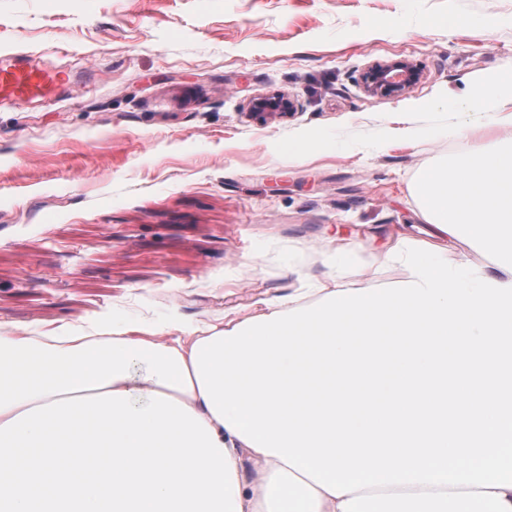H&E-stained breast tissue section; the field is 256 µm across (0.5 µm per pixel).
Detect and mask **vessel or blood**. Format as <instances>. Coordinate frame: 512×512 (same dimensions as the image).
Masks as SVG:
<instances>
[{
    "mask_svg": "<svg viewBox=\"0 0 512 512\" xmlns=\"http://www.w3.org/2000/svg\"><path fill=\"white\" fill-rule=\"evenodd\" d=\"M68 71L35 65L25 52L0 54V101L46 96L65 87Z\"/></svg>",
    "mask_w": 512,
    "mask_h": 512,
    "instance_id": "vessel-or-blood-1",
    "label": "vessel or blood"
}]
</instances>
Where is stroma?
<instances>
[{
	"label": "stroma",
	"instance_id": "35a3bbf8",
	"mask_svg": "<svg viewBox=\"0 0 512 512\" xmlns=\"http://www.w3.org/2000/svg\"><path fill=\"white\" fill-rule=\"evenodd\" d=\"M11 51L71 81L0 106L5 335L245 316L333 273L340 239L349 286L397 281V230H430L417 175L469 153L468 129L512 139L474 105L487 73L512 79V0H0ZM400 59L419 80L367 93ZM273 95L292 111H253ZM398 112L440 130L384 142Z\"/></svg>",
	"mask_w": 512,
	"mask_h": 512
}]
</instances>
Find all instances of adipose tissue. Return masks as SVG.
<instances>
[{"instance_id":"obj_1","label":"adipose tissue","mask_w":512,"mask_h":512,"mask_svg":"<svg viewBox=\"0 0 512 512\" xmlns=\"http://www.w3.org/2000/svg\"><path fill=\"white\" fill-rule=\"evenodd\" d=\"M438 236L402 231L403 279L336 274L219 324L112 322L56 345L0 335V512H512V141L425 170L413 185ZM404 345V416L362 427L361 386L337 367ZM472 417L449 428V371Z\"/></svg>"}]
</instances>
